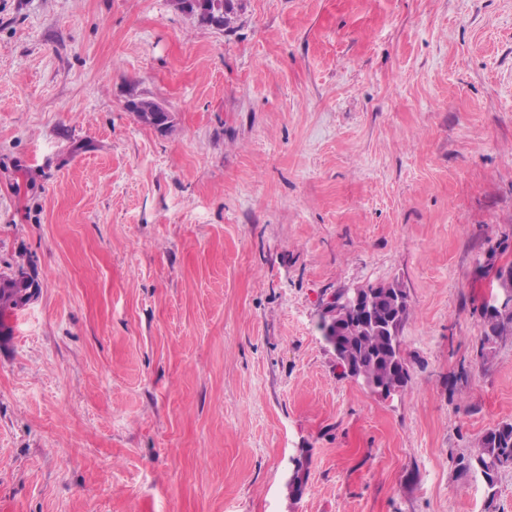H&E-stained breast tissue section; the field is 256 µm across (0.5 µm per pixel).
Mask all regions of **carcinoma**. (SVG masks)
Masks as SVG:
<instances>
[{
    "instance_id": "carcinoma-1",
    "label": "carcinoma",
    "mask_w": 512,
    "mask_h": 512,
    "mask_svg": "<svg viewBox=\"0 0 512 512\" xmlns=\"http://www.w3.org/2000/svg\"><path fill=\"white\" fill-rule=\"evenodd\" d=\"M175 3L182 11L225 30L231 28L235 15L242 9L241 0H175ZM129 109L141 122L160 132L170 128V113L150 99L134 100ZM37 287L36 278L30 274L20 280L12 275H0V316L23 308L24 295ZM369 290L375 293L373 322L364 324L349 315L336 323V335L328 337V341L336 345L339 358L349 359L358 377L393 386L395 367H407L402 330L410 317L408 295L397 283L371 286ZM480 320L482 336L477 356L485 360L498 340L512 335V307L492 311L483 307ZM456 465L462 472L480 473L488 485H494L499 472L512 467V422L488 429L474 452L459 457Z\"/></svg>"
}]
</instances>
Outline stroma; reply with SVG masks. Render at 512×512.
Returning a JSON list of instances; mask_svg holds the SVG:
<instances>
[{
	"mask_svg": "<svg viewBox=\"0 0 512 512\" xmlns=\"http://www.w3.org/2000/svg\"><path fill=\"white\" fill-rule=\"evenodd\" d=\"M0 0V512H512V0ZM145 97L168 132L128 109ZM396 281L410 379L344 377L331 294ZM301 471L294 495L289 479ZM174 2L182 11L199 16L202 19L201 22H208L225 30L231 28L235 15L243 7L241 0H175ZM13 274L18 276L20 271L17 270ZM13 274L0 275V316L23 308L26 305L23 302L26 292L39 287L33 275L27 273L26 278L18 280ZM480 320L482 336L477 356L485 360L493 352L498 340L512 335V307L489 311L482 306ZM456 465L462 472H479L488 485H494L499 472L512 467V422L488 429L478 440L474 452L459 457Z\"/></svg>",
	"mask_w": 512,
	"mask_h": 512,
	"instance_id": "35a3bbf8",
	"label": "stroma"
}]
</instances>
